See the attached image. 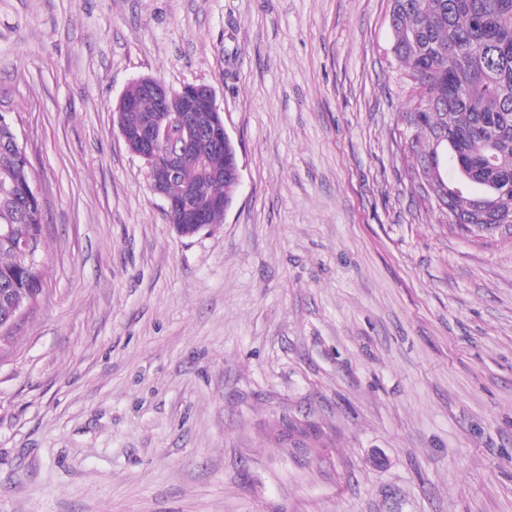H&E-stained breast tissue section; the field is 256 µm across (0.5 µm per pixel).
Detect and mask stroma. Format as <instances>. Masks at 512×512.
I'll list each match as a JSON object with an SVG mask.
<instances>
[{"instance_id": "35a3bbf8", "label": "stroma", "mask_w": 512, "mask_h": 512, "mask_svg": "<svg viewBox=\"0 0 512 512\" xmlns=\"http://www.w3.org/2000/svg\"><path fill=\"white\" fill-rule=\"evenodd\" d=\"M393 43L388 0H0L45 241L0 512H512V240L405 192ZM142 76L210 86L237 148L197 235L119 132Z\"/></svg>"}]
</instances>
